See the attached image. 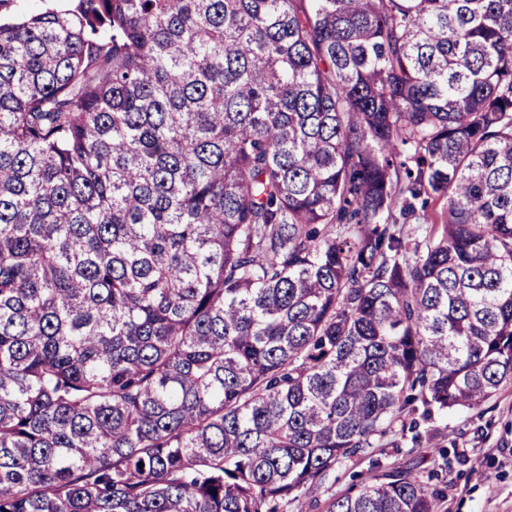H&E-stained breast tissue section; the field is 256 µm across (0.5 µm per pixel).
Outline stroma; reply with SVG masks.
<instances>
[{
	"instance_id": "1",
	"label": "stroma",
	"mask_w": 512,
	"mask_h": 512,
	"mask_svg": "<svg viewBox=\"0 0 512 512\" xmlns=\"http://www.w3.org/2000/svg\"><path fill=\"white\" fill-rule=\"evenodd\" d=\"M393 431L372 453L340 462L322 485L303 491L290 512H325L328 499L353 484H368L399 465L442 493L440 512H512V384L474 409L414 421Z\"/></svg>"
}]
</instances>
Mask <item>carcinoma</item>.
<instances>
[{"label": "carcinoma", "instance_id": "cac0c4a2", "mask_svg": "<svg viewBox=\"0 0 512 512\" xmlns=\"http://www.w3.org/2000/svg\"><path fill=\"white\" fill-rule=\"evenodd\" d=\"M15 3L0 512H288L512 383V0Z\"/></svg>", "mask_w": 512, "mask_h": 512}]
</instances>
